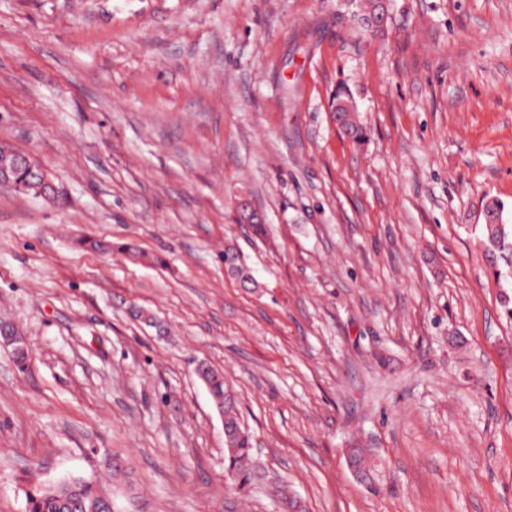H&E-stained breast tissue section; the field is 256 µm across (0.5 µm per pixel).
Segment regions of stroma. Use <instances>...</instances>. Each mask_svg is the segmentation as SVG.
Here are the masks:
<instances>
[{"label": "stroma", "mask_w": 512, "mask_h": 512, "mask_svg": "<svg viewBox=\"0 0 512 512\" xmlns=\"http://www.w3.org/2000/svg\"><path fill=\"white\" fill-rule=\"evenodd\" d=\"M388 5L0 0V145L56 186L0 187V512L111 457L114 512H275L201 362L307 512H512V0ZM197 376L205 385L214 406L224 413V452L226 470L232 471L236 489L247 493L254 484L274 485L277 492L279 512H305V507L276 476L267 472L257 460L253 439L243 425L237 409V400L224 383V375L212 369L208 364H201Z\"/></svg>", "instance_id": "1"}]
</instances>
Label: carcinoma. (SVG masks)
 <instances>
[{
	"mask_svg": "<svg viewBox=\"0 0 512 512\" xmlns=\"http://www.w3.org/2000/svg\"><path fill=\"white\" fill-rule=\"evenodd\" d=\"M334 120L346 135L358 141L363 128L345 114L333 113ZM506 225L500 224L485 233L491 247L508 244ZM197 376L205 385L216 409L224 413V452L226 470L234 473L232 481L238 492L245 494L257 483L276 488L280 512H305V507L276 476L267 472L257 460L253 439L243 425L237 400L224 383V375L202 364ZM26 512H113L112 496L97 479L69 477L53 486H35L26 493Z\"/></svg>",
	"mask_w": 512,
	"mask_h": 512,
	"instance_id": "1",
	"label": "carcinoma"
}]
</instances>
